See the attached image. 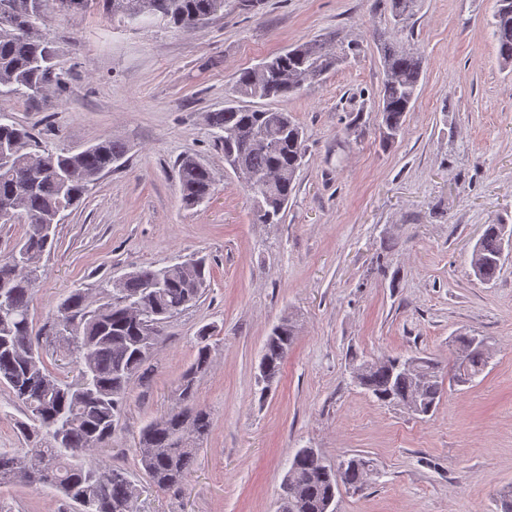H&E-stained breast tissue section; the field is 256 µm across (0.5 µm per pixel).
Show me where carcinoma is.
Masks as SVG:
<instances>
[{"label":"carcinoma","instance_id":"cac0c4a2","mask_svg":"<svg viewBox=\"0 0 512 512\" xmlns=\"http://www.w3.org/2000/svg\"><path fill=\"white\" fill-rule=\"evenodd\" d=\"M19 21L0 9V101H34L38 89L61 91L64 83L53 60L56 49L43 34L47 13L23 12L26 0H12ZM225 0H105L112 17L131 25L152 23L161 12L183 30L196 21L211 20L224 11ZM492 25L498 55L512 63V10L496 8ZM377 45L385 80L379 107V132L388 144L402 133L407 112L420 95L423 60L395 35L381 32ZM343 43L331 34L314 42L281 51L256 67L236 72L232 91L239 98L281 101L317 81L343 60ZM209 126L221 132L224 159L251 174L244 188L252 202L254 223L280 224L304 164L302 129L293 116L279 108L228 106L207 115ZM28 128L0 119V223L20 222L23 238L0 256V273L17 267L21 255H42L52 246L60 216L78 206L90 186L120 165L125 144L110 136L78 152L38 147ZM181 201L194 208L215 192L211 170L187 156L178 162ZM506 232L503 224L487 225L474 248L470 265L483 282L493 280L501 267ZM209 267L204 257L179 265L140 268L125 276L121 286L99 283L98 304L88 293L74 289L58 304L49 332L66 343L78 375L66 382L50 372L33 343L32 302L39 276L28 279L18 271L0 283V385L25 408L26 420L16 422L25 447L0 453V487L26 481L40 471L37 485L52 489L87 512H137L139 490L129 476L104 461H89L112 439L129 396L132 377L153 357L162 342L161 324L196 304L208 288ZM296 326L283 321L267 336L259 383L266 395L280 378L294 343ZM457 338L461 359H452L456 384L471 382L484 372L489 350ZM209 329L195 339V355L182 373L172 406L142 429L136 448L146 477L160 490L179 488L194 471L200 441L211 431L210 413L197 402L198 379L212 367ZM416 371L405 373L409 358L383 355L369 360L353 356L360 368L356 386L384 405L400 406L413 415L427 416L445 394L439 363L426 358ZM342 481L336 469L313 448L296 451L286 472L294 495L285 512H324L326 501L339 485L362 489L370 478V464L361 456L347 459Z\"/></svg>","mask_w":512,"mask_h":512}]
</instances>
